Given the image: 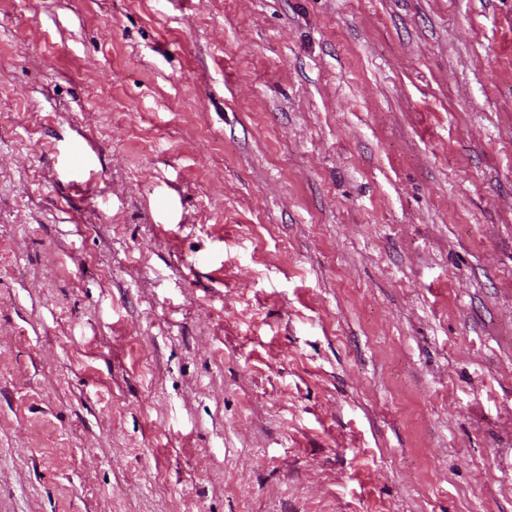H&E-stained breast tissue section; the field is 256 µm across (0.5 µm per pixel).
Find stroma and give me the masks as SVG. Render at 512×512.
I'll return each instance as SVG.
<instances>
[{
  "instance_id": "35a3bbf8",
  "label": "stroma",
  "mask_w": 512,
  "mask_h": 512,
  "mask_svg": "<svg viewBox=\"0 0 512 512\" xmlns=\"http://www.w3.org/2000/svg\"><path fill=\"white\" fill-rule=\"evenodd\" d=\"M0 512H512V0H0Z\"/></svg>"
}]
</instances>
